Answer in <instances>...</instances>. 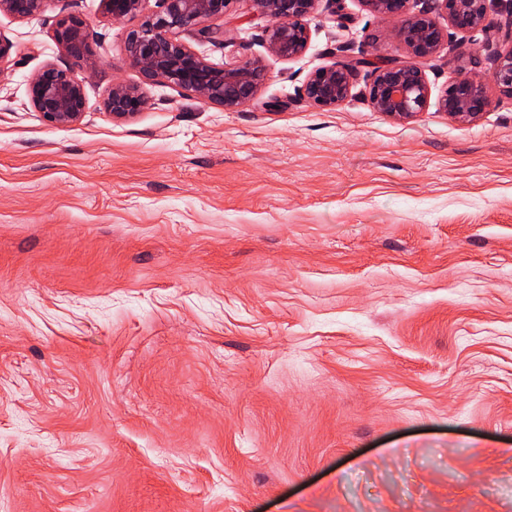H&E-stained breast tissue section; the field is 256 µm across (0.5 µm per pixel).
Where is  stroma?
<instances>
[{"label": "stroma", "mask_w": 512, "mask_h": 512, "mask_svg": "<svg viewBox=\"0 0 512 512\" xmlns=\"http://www.w3.org/2000/svg\"><path fill=\"white\" fill-rule=\"evenodd\" d=\"M69 12L99 61L58 127L29 83ZM136 24L0 14V512H512V97L465 125L436 102L512 49L505 13L446 32L405 121L368 67L334 108L301 95L369 42L405 57L361 0H320L288 60L236 0L227 45H192L260 61L251 103L161 85L115 120Z\"/></svg>", "instance_id": "35a3bbf8"}]
</instances>
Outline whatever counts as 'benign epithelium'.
Returning <instances> with one entry per match:
<instances>
[{"label": "benign epithelium", "instance_id": "benign-epithelium-1", "mask_svg": "<svg viewBox=\"0 0 512 512\" xmlns=\"http://www.w3.org/2000/svg\"><path fill=\"white\" fill-rule=\"evenodd\" d=\"M158 10L143 17L125 37L127 62L139 74V82H115L105 102L114 119H127L146 102L147 90L169 84L192 93L197 99L234 110L249 104L257 95L266 74L256 61L230 59L215 64L187 41L196 33L215 43H224V28L210 25L221 21L237 0H157ZM319 0H255L268 19L265 44L269 53L282 59L301 55L309 31L304 19ZM493 0H423L419 14H407V0H363L375 16L395 22L390 36L406 50L408 58L384 59L374 66L368 98L375 109L403 120L423 111L430 88L417 60L434 55L444 29L432 18L444 14L448 27L464 34L489 21ZM103 10L115 20L141 13L142 0H101ZM43 0H0V13L24 21L41 13ZM53 40L72 64H48L29 84L32 111L52 125L77 123L86 112L85 80L74 70L93 71L98 64L90 22L75 13L59 16ZM14 65L13 42L0 34V75ZM361 62H334L312 72L302 87L303 98L321 108H333L352 95ZM512 95V50L498 54L488 76L462 69L448 78L438 99L441 109L460 123H470L491 105L487 82Z\"/></svg>", "mask_w": 512, "mask_h": 512}]
</instances>
